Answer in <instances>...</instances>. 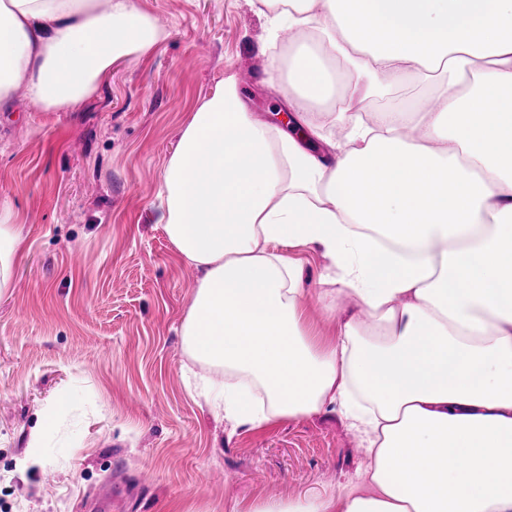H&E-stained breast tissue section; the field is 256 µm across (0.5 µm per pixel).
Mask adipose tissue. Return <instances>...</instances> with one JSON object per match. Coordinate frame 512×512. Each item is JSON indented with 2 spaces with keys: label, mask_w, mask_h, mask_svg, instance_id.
Segmentation results:
<instances>
[{
  "label": "adipose tissue",
  "mask_w": 512,
  "mask_h": 512,
  "mask_svg": "<svg viewBox=\"0 0 512 512\" xmlns=\"http://www.w3.org/2000/svg\"><path fill=\"white\" fill-rule=\"evenodd\" d=\"M287 53L269 76L287 124L250 112L234 78L180 130L157 221L197 274L181 327L221 378L200 393L231 428L324 408L366 463L325 496L248 512H512V0H257ZM165 36L139 0H0V107L75 109L112 63ZM354 57L357 78L332 65ZM437 76L427 109L372 91ZM23 241L0 200V292ZM321 249L337 340L303 326L301 270Z\"/></svg>",
  "instance_id": "obj_1"
}]
</instances>
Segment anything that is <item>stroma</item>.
Here are the masks:
<instances>
[{
	"mask_svg": "<svg viewBox=\"0 0 512 512\" xmlns=\"http://www.w3.org/2000/svg\"><path fill=\"white\" fill-rule=\"evenodd\" d=\"M166 36L117 59L71 112L16 98L0 112V198L23 227L0 295V512H246L256 501L322 494L364 464L360 435L326 410L230 429L192 385L203 373L181 325L197 287L155 222V189L190 112L234 76L252 112L284 109L267 75L269 32L251 0H148ZM303 267L304 326L338 336L357 297L324 312L319 250H282ZM70 398L21 468L32 430ZM153 474L138 482L141 471Z\"/></svg>",
	"mask_w": 512,
	"mask_h": 512,
	"instance_id": "35a3bbf8",
	"label": "stroma"
}]
</instances>
